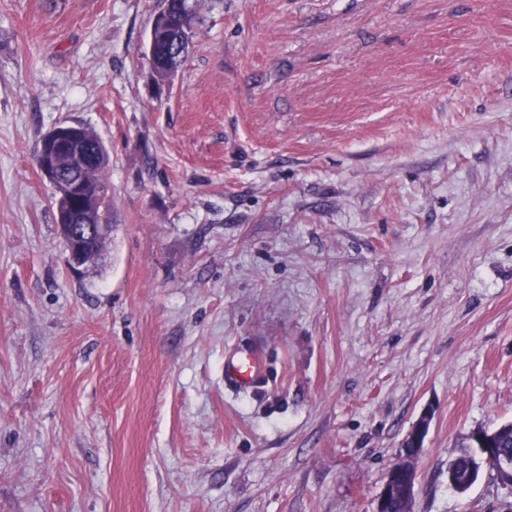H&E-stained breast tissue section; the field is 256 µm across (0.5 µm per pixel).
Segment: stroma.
I'll use <instances>...</instances> for the list:
<instances>
[{"instance_id":"1","label":"stroma","mask_w":512,"mask_h":512,"mask_svg":"<svg viewBox=\"0 0 512 512\" xmlns=\"http://www.w3.org/2000/svg\"><path fill=\"white\" fill-rule=\"evenodd\" d=\"M0 0V512H512L448 461L512 421V0ZM105 143L73 273L34 162ZM252 354L261 377L224 386ZM174 19L175 18L171 17L168 14H160L159 12L158 15L156 16L150 35L148 45V58L152 71L160 79L167 78L174 70H168L164 72L162 75H159L158 66L156 63L157 39H160L161 37L165 38L167 36V33L174 22ZM88 128V127H87ZM85 127L84 136L85 146L82 149L89 150L96 154V161L92 163L82 174L84 181L91 187L107 189L104 171L108 165L109 157L105 145L98 135ZM259 371V363L254 357L234 355L224 363V381L230 387L245 388L256 383ZM416 489L412 482V469L401 466L391 468L381 492L377 497L376 512L382 511L385 501L391 496L402 497L408 504H412Z\"/></svg>"}]
</instances>
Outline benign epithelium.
Returning a JSON list of instances; mask_svg holds the SVG:
<instances>
[{"instance_id": "obj_1", "label": "benign epithelium", "mask_w": 512, "mask_h": 512, "mask_svg": "<svg viewBox=\"0 0 512 512\" xmlns=\"http://www.w3.org/2000/svg\"><path fill=\"white\" fill-rule=\"evenodd\" d=\"M174 22L168 14L156 16L152 27L148 58L153 72L156 63L157 39L167 36ZM78 133L71 125L57 126L41 139L35 153V162L43 177L54 190L57 205V224L70 268L79 272L89 267L100 252L95 245L109 238L112 221L96 220L92 215L102 211L106 192L87 187L81 179V169L94 161L88 153L74 151ZM480 462L495 464L498 472L512 475V458L491 447L488 440L479 447ZM416 489L412 482V469L401 466L389 470L377 497L376 512H382L385 501L392 495L412 503Z\"/></svg>"}]
</instances>
